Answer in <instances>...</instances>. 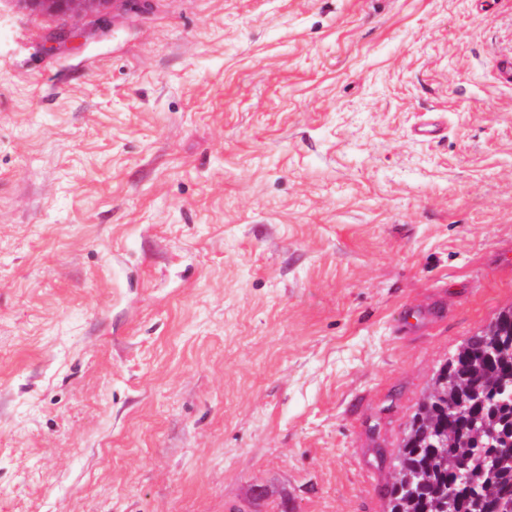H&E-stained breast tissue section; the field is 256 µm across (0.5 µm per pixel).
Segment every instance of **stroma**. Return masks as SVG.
<instances>
[{"mask_svg": "<svg viewBox=\"0 0 512 512\" xmlns=\"http://www.w3.org/2000/svg\"><path fill=\"white\" fill-rule=\"evenodd\" d=\"M146 2L0 0V512H387L512 306V0Z\"/></svg>", "mask_w": 512, "mask_h": 512, "instance_id": "1", "label": "stroma"}]
</instances>
